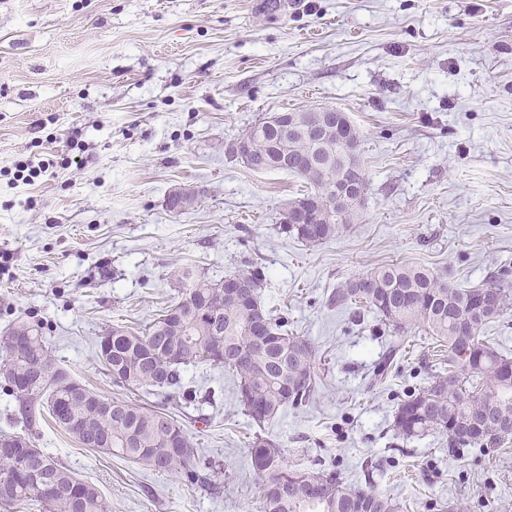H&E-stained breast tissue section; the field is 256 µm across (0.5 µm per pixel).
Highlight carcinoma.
<instances>
[{"label": "carcinoma", "instance_id": "carcinoma-1", "mask_svg": "<svg viewBox=\"0 0 512 512\" xmlns=\"http://www.w3.org/2000/svg\"><path fill=\"white\" fill-rule=\"evenodd\" d=\"M277 112L245 130L243 163L254 171H283L309 184L293 204L316 202L325 211L326 224L283 222L285 233L315 246L336 238L347 224L360 219L369 179L360 157L361 136L352 128L349 140L321 139L310 132H284ZM253 285L248 302L230 288L234 275ZM177 299L163 308L142 331L124 326L106 329L97 337L96 356L115 386L124 389H173L191 398L182 384L188 367L222 368L236 377L238 401L245 414L262 427L285 408L305 406L317 392L315 347L304 336L288 331V319L273 314L261 300L264 273L252 266L227 273L220 280L193 267L172 274ZM494 292L499 312L489 315L482 296ZM338 308L372 313L399 336L422 327L448 353V370L437 371L422 387L397 399L392 429L406 440L437 433L448 438V453L464 448L493 453L512 442V357L487 345L485 326L512 303L509 270L499 269L481 284L461 288L448 272L424 264L388 263L346 281L331 297ZM20 336L22 355L7 358L12 375L24 379L42 376L27 390L7 388L18 402L25 428L49 415L53 421L68 416L67 430L90 448L98 437L110 438L103 452L118 455L155 471L176 473L189 480L200 477L191 466L194 444L186 430L169 414L145 403L112 399V412L104 413L96 397L67 395L70 376L56 366L39 323L17 320L6 338ZM392 344L376 364L381 380L400 352ZM165 418L168 426L155 421ZM25 447L0 451V504L35 512H111L98 488L74 476L52 455ZM250 458L260 479L261 512H400V504L374 485H352L336 469L290 466L278 444L261 435L251 442ZM320 488L318 498L307 494Z\"/></svg>", "mask_w": 512, "mask_h": 512}]
</instances>
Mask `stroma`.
<instances>
[{"label":"stroma","instance_id":"stroma-1","mask_svg":"<svg viewBox=\"0 0 512 512\" xmlns=\"http://www.w3.org/2000/svg\"><path fill=\"white\" fill-rule=\"evenodd\" d=\"M318 106L359 129L370 187L362 222L307 246L283 231L305 181L252 171L229 146L265 116ZM71 136L77 165L15 185L16 161L55 160ZM178 188L200 197L176 213ZM0 252V334L41 323L73 379L165 409L210 465L191 483L37 421V447L111 512H258L257 434L401 512H512V443L452 456L445 437L392 430L397 397L442 360L425 330L378 383L393 332L328 301L386 263L447 269L463 287L512 267V0H0ZM250 265L265 306L315 346V401L259 427L221 369L184 371L189 403L113 384L97 336L143 330L173 300L175 268L217 279Z\"/></svg>","mask_w":512,"mask_h":512}]
</instances>
